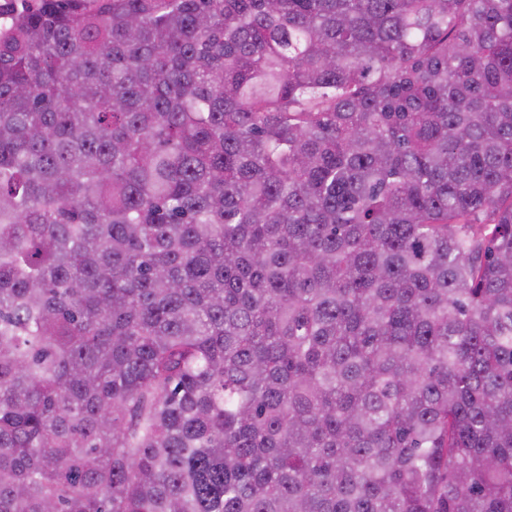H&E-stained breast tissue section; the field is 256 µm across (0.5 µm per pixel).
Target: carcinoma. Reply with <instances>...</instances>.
Wrapping results in <instances>:
<instances>
[{"label": "carcinoma", "instance_id": "cac0c4a2", "mask_svg": "<svg viewBox=\"0 0 512 512\" xmlns=\"http://www.w3.org/2000/svg\"><path fill=\"white\" fill-rule=\"evenodd\" d=\"M44 2L0 512H512V0Z\"/></svg>", "mask_w": 512, "mask_h": 512}]
</instances>
